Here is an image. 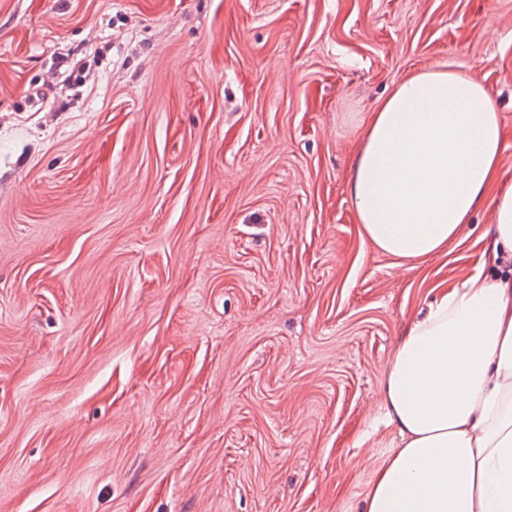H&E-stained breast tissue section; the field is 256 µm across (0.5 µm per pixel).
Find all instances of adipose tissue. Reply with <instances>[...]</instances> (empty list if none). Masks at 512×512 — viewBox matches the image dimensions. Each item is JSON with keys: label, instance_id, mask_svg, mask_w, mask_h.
Listing matches in <instances>:
<instances>
[{"label": "adipose tissue", "instance_id": "adipose-tissue-1", "mask_svg": "<svg viewBox=\"0 0 512 512\" xmlns=\"http://www.w3.org/2000/svg\"><path fill=\"white\" fill-rule=\"evenodd\" d=\"M502 117L473 74L430 67L371 112L351 198L379 251L424 259L483 203L490 273L442 292L394 350L381 391L399 437L360 512H512V184L500 181Z\"/></svg>", "mask_w": 512, "mask_h": 512}]
</instances>
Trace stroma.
<instances>
[{
  "label": "stroma",
  "instance_id": "stroma-1",
  "mask_svg": "<svg viewBox=\"0 0 512 512\" xmlns=\"http://www.w3.org/2000/svg\"><path fill=\"white\" fill-rule=\"evenodd\" d=\"M430 66L512 182V0H0V512H357L395 345L492 242L361 234L366 119Z\"/></svg>",
  "mask_w": 512,
  "mask_h": 512
}]
</instances>
